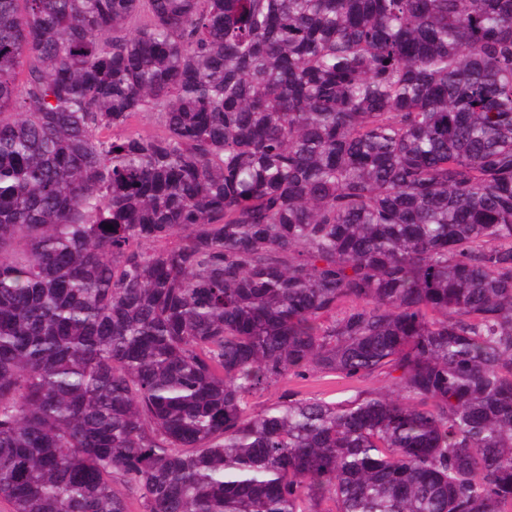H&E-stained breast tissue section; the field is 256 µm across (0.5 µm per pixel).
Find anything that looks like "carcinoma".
<instances>
[{
  "label": "carcinoma",
  "instance_id": "1",
  "mask_svg": "<svg viewBox=\"0 0 512 512\" xmlns=\"http://www.w3.org/2000/svg\"><path fill=\"white\" fill-rule=\"evenodd\" d=\"M133 500L512 512V0H0V501ZM384 385L380 378L344 379L319 373L308 375L303 379L288 377L282 384L272 387L260 397L255 398L253 403L258 410L269 406L278 400L281 391L285 388L293 389L305 396L316 395L328 401H338L349 397L356 387L371 390Z\"/></svg>",
  "mask_w": 512,
  "mask_h": 512
}]
</instances>
